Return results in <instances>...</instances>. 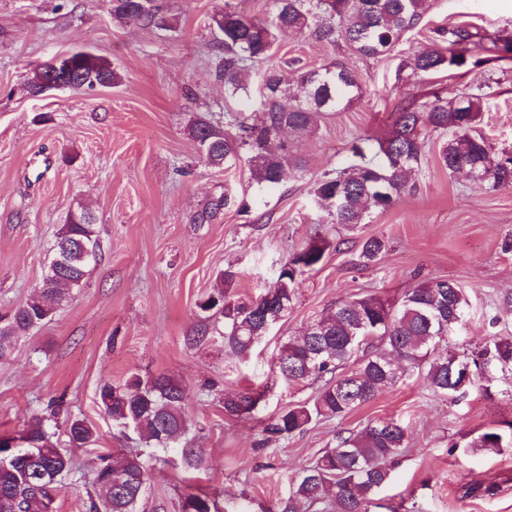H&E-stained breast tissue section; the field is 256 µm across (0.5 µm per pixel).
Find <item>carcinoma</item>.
I'll list each match as a JSON object with an SVG mask.
<instances>
[{"instance_id": "cac0c4a2", "label": "carcinoma", "mask_w": 512, "mask_h": 512, "mask_svg": "<svg viewBox=\"0 0 512 512\" xmlns=\"http://www.w3.org/2000/svg\"><path fill=\"white\" fill-rule=\"evenodd\" d=\"M274 16L265 22L252 21L236 11L224 10L212 23L224 35V57L216 77L224 81L228 97L249 93V69L270 52L286 30H307L320 41L348 45L357 55L378 59L391 53L402 35L414 29L430 9V0H275ZM118 20L133 19L147 26L167 25V19L149 9L132 10L128 0L112 5ZM478 34L465 26L439 32V39L419 51L406 63L412 75L442 70L476 67L512 58V40L498 38L484 48L489 56L473 59ZM72 80L78 86L112 85L120 81L111 64L93 54L78 53L62 62L56 71L41 66L27 78L30 95L50 75ZM360 85L354 69L344 61L332 67L304 72L294 82L284 79L274 68L261 78L260 118L233 117L240 135L232 137L208 120L191 128L198 144L207 141L211 149L204 160L211 165L233 164L241 149L249 152L253 181L277 184L285 170H300L302 161L288 152L284 132H310L329 112L358 96ZM487 93L484 85L476 92L449 97L440 90L428 91L400 108L388 134L376 143L353 148L355 160L342 171H327L316 180L312 195L325 209L324 223L356 231L374 212L391 208L401 195L413 190L412 171L421 165L425 132H450L439 151V162L448 174L465 166L478 177L477 185H511L512 151L492 154L486 139L476 131ZM291 105H282V99ZM74 248L58 265L51 259L37 294L9 316H0V357L5 344L50 318L64 297V291L81 284L91 265L84 250L98 249L93 220L89 213L72 216L58 233L56 244ZM328 245L322 240L308 243L293 253L278 270L277 277L255 299L231 301L218 287L199 308L203 312L224 306V346L238 357L248 356L254 345L291 307L297 279L314 269ZM386 251L378 236L363 240L361 258L366 265L376 263ZM468 301L464 289L455 282L433 279L391 301L378 295L351 298L336 304L328 314L314 321V329L290 337L279 346L275 368L289 383L308 379L325 380L313 403L292 406L264 427L268 438H279L304 430L320 420L339 419L375 399L383 390L414 372L423 374L428 390L437 396L455 399L463 376L475 367L489 366L512 374V338L494 337L485 342L473 358L453 351H441L465 317ZM354 368L336 379L331 375L347 363ZM100 402L112 421L142 432L145 442L166 448L180 440L186 430L183 389L164 378L132 376L122 386L109 383L100 388ZM256 398L241 392L224 398V413L241 417L252 412ZM36 451L37 460L13 458L12 450L0 447V512H54L60 486L39 482L46 474L62 476L71 459L37 423L19 432ZM72 445H88L94 432L85 421L76 419L68 427ZM408 444V428L395 420H378L359 431L336 436V447L328 448L317 462L305 468L294 482L279 512H307L328 500L333 512H370L374 497L388 483L391 471ZM465 447L473 452H499L512 447V422L508 429H489L471 438ZM148 470L137 455L107 453L100 457L93 485L96 498L89 512H137V504L147 481ZM182 512H217V502L208 494H190L182 502Z\"/></svg>"}]
</instances>
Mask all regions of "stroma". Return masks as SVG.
I'll use <instances>...</instances> for the list:
<instances>
[{"instance_id":"1","label":"stroma","mask_w":512,"mask_h":512,"mask_svg":"<svg viewBox=\"0 0 512 512\" xmlns=\"http://www.w3.org/2000/svg\"><path fill=\"white\" fill-rule=\"evenodd\" d=\"M155 3L165 27L113 19L109 0H0V314L36 293L73 214H92L100 244L82 284L0 358V434L42 422L71 458L54 512H88L97 457L112 451L140 456L148 467L139 512H181L193 493L217 494L219 512H268L304 468L335 447L337 434L379 419L407 426L409 449L371 512H512V448L465 447L512 421V397L498 382L454 401L433 395L415 374L344 419L275 441L263 432L264 422L321 387L276 373L280 342L338 301L394 298L447 279L469 299L449 349L471 352L488 337L512 336V186L480 188L448 174L438 161L444 134L429 135L412 193L371 214L358 231L321 223L311 197L321 174L344 168L360 140L383 137L408 100L431 89L453 94L489 75L495 94L479 128L493 153L512 150V59L418 77L400 68L440 27L464 23L485 40L512 38V0H432L420 26L381 59L307 33L281 34L256 73L273 66L292 81L346 60L361 93L318 130L284 134L305 167L266 187L251 180L246 159L207 164L189 126L204 117L226 128L230 115L258 109V95L225 97L214 76L221 34L210 19L232 7L264 21L275 13L274 0ZM77 51L107 59L121 83L29 94L32 69ZM370 235L384 238L388 249L365 266L358 254ZM320 238L329 244L324 259L299 279L287 317L249 356L228 354L223 317H204L199 302L219 286L234 300L258 296L283 261ZM133 374L161 375L183 388L187 431L179 443L146 447L138 431L104 413L101 385L123 384ZM248 389L263 393L251 416H226L225 396ZM74 419L95 429L94 445L70 446ZM186 448L199 450L196 462L184 460ZM474 479L494 486V495L465 496Z\"/></svg>"}]
</instances>
